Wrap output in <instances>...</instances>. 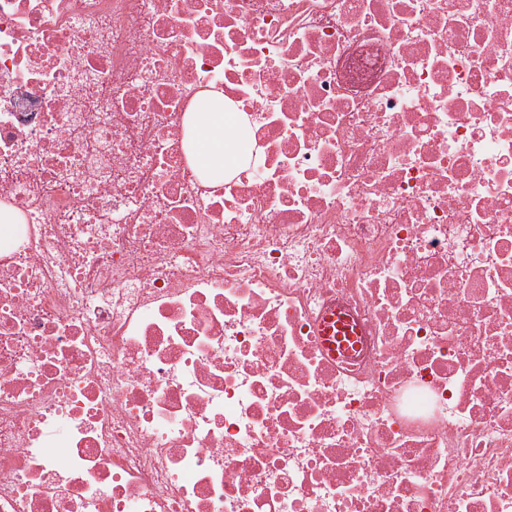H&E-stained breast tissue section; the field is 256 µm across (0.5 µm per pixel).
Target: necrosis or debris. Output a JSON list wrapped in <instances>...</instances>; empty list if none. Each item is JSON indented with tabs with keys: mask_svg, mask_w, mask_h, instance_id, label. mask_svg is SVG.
Returning <instances> with one entry per match:
<instances>
[{
	"mask_svg": "<svg viewBox=\"0 0 512 512\" xmlns=\"http://www.w3.org/2000/svg\"><path fill=\"white\" fill-rule=\"evenodd\" d=\"M4 206L0 512H512V0H0ZM209 112H190L187 119L188 156L201 175L210 172L233 173L240 165L244 148L234 133L241 117L224 110V97L208 103Z\"/></svg>",
	"mask_w": 512,
	"mask_h": 512,
	"instance_id": "1",
	"label": "necrosis or debris"
}]
</instances>
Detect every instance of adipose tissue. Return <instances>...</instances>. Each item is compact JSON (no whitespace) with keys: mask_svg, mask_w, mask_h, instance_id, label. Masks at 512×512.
Masks as SVG:
<instances>
[{"mask_svg":"<svg viewBox=\"0 0 512 512\" xmlns=\"http://www.w3.org/2000/svg\"><path fill=\"white\" fill-rule=\"evenodd\" d=\"M238 113L225 110L223 99L207 105L206 111L189 113L187 119L188 156L199 174L233 173L240 165L244 148L235 130Z\"/></svg>","mask_w":512,"mask_h":512,"instance_id":"adipose-tissue-1","label":"adipose tissue"}]
</instances>
